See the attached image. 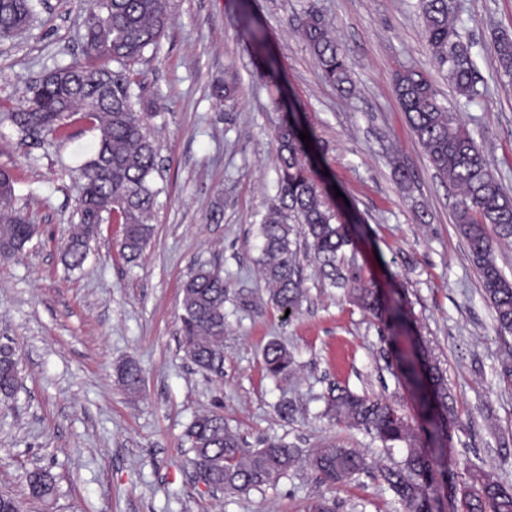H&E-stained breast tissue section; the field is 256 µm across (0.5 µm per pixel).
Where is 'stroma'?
I'll return each mask as SVG.
<instances>
[{
    "label": "stroma",
    "mask_w": 512,
    "mask_h": 512,
    "mask_svg": "<svg viewBox=\"0 0 512 512\" xmlns=\"http://www.w3.org/2000/svg\"><path fill=\"white\" fill-rule=\"evenodd\" d=\"M248 2L268 32L266 52L286 76V93L317 137L327 177L356 220L357 245L346 262L388 305L404 304L408 322L391 327L329 286L303 244L299 312L288 316L271 303L258 225L277 192L280 115L261 53L238 20L239 0H170L166 35L132 67L135 94L159 105L149 124L162 167L153 237L128 263L118 253L119 225H101L83 266L69 269L64 250L78 225L69 173L90 156L96 132L74 118L67 137L43 146L21 140L7 119L32 80L82 58L89 0H44L23 34L0 41V168L14 171L15 204L38 227L20 254L0 260V345L12 349L20 376L15 392L0 394V493L22 512H303L319 496L341 502L340 512H404L380 478L404 449L381 448L323 410L330 388L346 386L387 400L419 425V401L396 363L416 338L440 360L454 398L436 508L447 512L473 467L512 484V384L501 375L512 363V334L496 331L453 220L454 199L394 91L395 72L411 66L444 97L453 95L432 64L415 0ZM462 4L487 95L460 118L512 193V89L492 49L494 30L512 32V0ZM311 12L348 51L352 97L322 79L298 35ZM216 84L235 86L234 107L213 96ZM396 160L412 175L408 187L392 175ZM202 265L220 269L229 288L216 373L197 368L182 346L181 289ZM242 289L253 306L238 305ZM272 340L294 359L292 375L278 381L263 359ZM129 363L141 370L135 395L120 380ZM283 401L292 409L285 420L277 413ZM210 411L245 447L282 437L307 455L338 442L364 451L376 469L333 484L302 464L243 496L209 492L194 476L185 431ZM36 468L54 476L52 497H30L26 475Z\"/></svg>",
    "instance_id": "1"
}]
</instances>
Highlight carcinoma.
Masks as SVG:
<instances>
[{
    "label": "carcinoma",
    "instance_id": "carcinoma-1",
    "mask_svg": "<svg viewBox=\"0 0 512 512\" xmlns=\"http://www.w3.org/2000/svg\"><path fill=\"white\" fill-rule=\"evenodd\" d=\"M42 0H0V40L22 34L38 15ZM422 34L436 66L446 72L458 100L442 98L432 82L412 67L395 75V92L412 133L426 158L448 189L458 192L453 218L466 240L483 293L499 332L512 333V279L498 266L494 243L512 240V195L505 192L485 149L461 121L459 100L475 103L483 96L472 58L473 40L463 26L460 0H418ZM168 0H91L82 35L83 60L59 66L27 88L24 103L8 119L22 138L66 135L74 116L97 131L92 155L76 170L80 184V227L72 235L64 259L71 268L86 260L87 240L94 227L109 222L122 226L119 252L128 262L138 258L154 234L151 224L159 190L157 151L147 132L150 112L136 110L128 66L156 46L168 24ZM306 46L315 56L322 79L342 94L352 93L346 51L334 40L326 21L311 14L301 28ZM496 60L503 75L512 78V34L493 36ZM296 119L282 117L276 128L278 190L259 224L261 257L271 300L281 311H298L304 277L297 259L295 235L313 250L322 275L340 286L370 311H381L377 295L356 270L343 266L345 252L354 248L347 225L340 221L336 202L312 174L311 149L299 138ZM14 175L0 170V242L20 250L35 227L15 206ZM182 332L184 349L199 368L209 370L224 361V302L228 288L216 268H198L184 283ZM267 374L273 379L291 375L293 358L277 341L264 349ZM403 379L423 400L432 426L431 437L448 430V380L440 361L429 349L397 358ZM15 359L0 351V392L16 384ZM126 390L139 391L141 375L134 364L120 373ZM325 414L348 427L362 428L382 447L404 448L394 468L380 470L381 478L405 512H433L431 494L434 463L440 448L416 445L406 414L380 398L338 387L326 397ZM191 462L207 471L219 491L247 494L288 476L300 462L329 482H347L373 469L372 460L358 448L331 444L307 457L288 442L264 440L259 448H245L224 416L211 412L195 417L187 430ZM33 496L48 498L55 490L48 473L26 477ZM339 503L317 497L305 512H338ZM452 512H512V488L494 472L482 468L469 474L460 503Z\"/></svg>",
    "mask_w": 512,
    "mask_h": 512
}]
</instances>
